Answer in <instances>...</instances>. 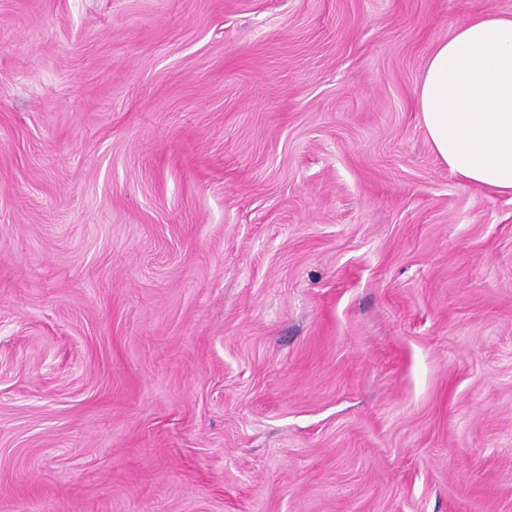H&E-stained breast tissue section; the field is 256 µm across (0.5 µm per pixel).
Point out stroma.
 I'll list each match as a JSON object with an SVG mask.
<instances>
[{
  "instance_id": "35a3bbf8",
  "label": "stroma",
  "mask_w": 512,
  "mask_h": 512,
  "mask_svg": "<svg viewBox=\"0 0 512 512\" xmlns=\"http://www.w3.org/2000/svg\"><path fill=\"white\" fill-rule=\"evenodd\" d=\"M512 0H0V512H512V197L433 154Z\"/></svg>"
}]
</instances>
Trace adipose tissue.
Listing matches in <instances>:
<instances>
[{"label": "adipose tissue", "mask_w": 512, "mask_h": 512, "mask_svg": "<svg viewBox=\"0 0 512 512\" xmlns=\"http://www.w3.org/2000/svg\"><path fill=\"white\" fill-rule=\"evenodd\" d=\"M436 157L467 183L512 195V14H479L439 41L416 89Z\"/></svg>", "instance_id": "obj_1"}]
</instances>
